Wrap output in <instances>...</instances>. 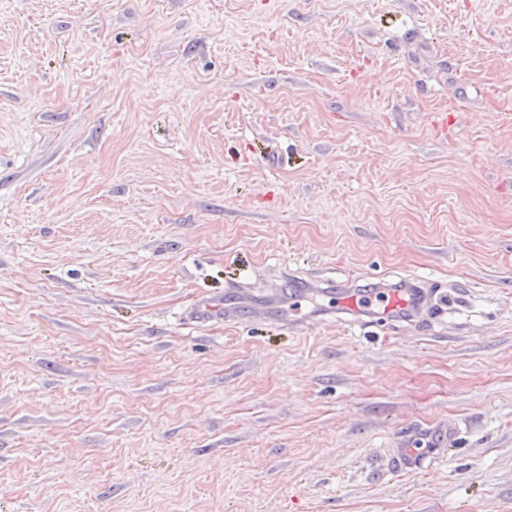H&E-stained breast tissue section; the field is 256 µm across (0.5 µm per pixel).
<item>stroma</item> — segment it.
I'll list each match as a JSON object with an SVG mask.
<instances>
[{
	"label": "stroma",
	"mask_w": 512,
	"mask_h": 512,
	"mask_svg": "<svg viewBox=\"0 0 512 512\" xmlns=\"http://www.w3.org/2000/svg\"><path fill=\"white\" fill-rule=\"evenodd\" d=\"M0 512H512V0H0ZM328 284L335 289L331 290L333 301L330 306L332 315L347 321V316L366 329L374 325L375 321L364 320L362 317H370L374 315L369 309L375 304L382 315L383 324L395 325L403 323L420 322L422 318L431 312V295L432 290L422 288L420 279L410 278L401 281V288H386L384 294L376 298L370 297V304H367L366 296L357 293L355 288L342 282L326 280ZM370 314H367V313ZM367 314L368 316H364ZM226 305L222 297L200 302L190 309L186 315V320L192 324L210 323L222 320L227 323H237V321L255 316V312L246 314L239 310L229 309ZM458 433L455 423H442L430 428L423 438L412 432L400 435L397 447L389 449L387 469L393 473H412L446 462L449 446Z\"/></svg>",
	"instance_id": "obj_1"
}]
</instances>
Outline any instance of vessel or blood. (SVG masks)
Listing matches in <instances>:
<instances>
[{
	"mask_svg": "<svg viewBox=\"0 0 512 512\" xmlns=\"http://www.w3.org/2000/svg\"><path fill=\"white\" fill-rule=\"evenodd\" d=\"M431 295V289L422 287L419 279L410 278L404 280L402 287L385 289L383 295L370 303L356 289L338 282L334 285L330 310L337 318H351L363 328L368 325L366 315L373 306L378 308L384 324L417 323L430 313ZM244 318L243 312L227 308L220 297L198 303L186 316L192 324L234 323ZM458 433L456 424L442 423L430 428L421 438L411 432L400 435L396 448L389 451L386 466L390 472L401 474L419 472L447 461L448 448Z\"/></svg>",
	"mask_w": 512,
	"mask_h": 512,
	"instance_id": "obj_1",
	"label": "vessel or blood"
}]
</instances>
